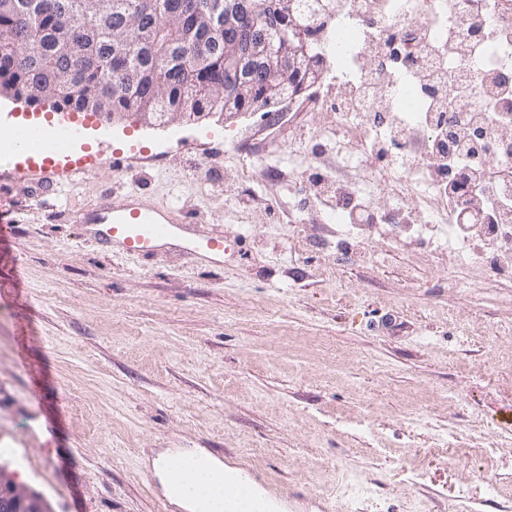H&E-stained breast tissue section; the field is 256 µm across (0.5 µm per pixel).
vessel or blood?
Returning <instances> with one entry per match:
<instances>
[{
	"label": "vessel or blood",
	"mask_w": 512,
	"mask_h": 512,
	"mask_svg": "<svg viewBox=\"0 0 512 512\" xmlns=\"http://www.w3.org/2000/svg\"><path fill=\"white\" fill-rule=\"evenodd\" d=\"M18 147L27 156L39 159L45 174L57 172L59 162L68 160V148L80 136L77 125H61L53 129L24 126L13 132ZM94 240L103 248L130 256L152 255L164 246L173 245L195 260L216 263L223 261L228 249L224 235H200L190 232L167 209L130 201L122 208H106L85 215Z\"/></svg>",
	"instance_id": "b4317fda"
}]
</instances>
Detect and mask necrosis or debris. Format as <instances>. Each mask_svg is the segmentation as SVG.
I'll use <instances>...</instances> for the list:
<instances>
[{
    "label": "necrosis or debris",
    "instance_id": "4bbe7bcc",
    "mask_svg": "<svg viewBox=\"0 0 512 512\" xmlns=\"http://www.w3.org/2000/svg\"><path fill=\"white\" fill-rule=\"evenodd\" d=\"M334 4L323 85L287 100L328 114L288 168L289 233L512 283V0Z\"/></svg>",
    "mask_w": 512,
    "mask_h": 512
}]
</instances>
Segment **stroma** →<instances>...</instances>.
<instances>
[{
    "label": "stroma",
    "mask_w": 512,
    "mask_h": 512,
    "mask_svg": "<svg viewBox=\"0 0 512 512\" xmlns=\"http://www.w3.org/2000/svg\"><path fill=\"white\" fill-rule=\"evenodd\" d=\"M80 118L89 171L48 179L0 155L13 233L0 254V448L50 512H161L147 459L165 448L220 449L275 512H336L347 473L368 490L358 512H512V284L440 281L397 250L340 261L316 243L292 249L284 147L314 123L311 106L277 129L259 111ZM43 119L70 115L0 96V128ZM234 140L258 146L274 176L239 191ZM133 194L229 235L223 264L174 247L107 253L73 218ZM57 414L55 441L31 443Z\"/></svg>",
    "instance_id": "1"
}]
</instances>
